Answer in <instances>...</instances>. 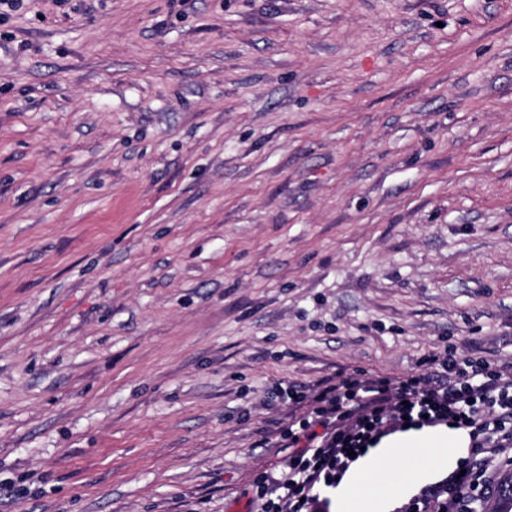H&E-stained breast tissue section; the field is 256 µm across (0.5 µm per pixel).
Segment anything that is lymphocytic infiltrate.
<instances>
[{
  "instance_id": "f902f5d3",
  "label": "lymphocytic infiltrate",
  "mask_w": 512,
  "mask_h": 512,
  "mask_svg": "<svg viewBox=\"0 0 512 512\" xmlns=\"http://www.w3.org/2000/svg\"><path fill=\"white\" fill-rule=\"evenodd\" d=\"M422 365L423 373L401 380L350 376L292 388V401L309 411L288 432L287 478L255 495L260 512H310L320 503L317 486H335L354 452L391 431L427 425L468 430L471 444L461 471L424 488L406 512H475L470 489L512 465V362L493 365L451 349Z\"/></svg>"
}]
</instances>
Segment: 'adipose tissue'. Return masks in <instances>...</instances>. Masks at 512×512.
Returning a JSON list of instances; mask_svg holds the SVG:
<instances>
[{
  "label": "adipose tissue",
  "mask_w": 512,
  "mask_h": 512,
  "mask_svg": "<svg viewBox=\"0 0 512 512\" xmlns=\"http://www.w3.org/2000/svg\"><path fill=\"white\" fill-rule=\"evenodd\" d=\"M469 446L466 431L425 428L398 434L358 463L335 489L336 512H370L397 488L421 482L429 470L444 469Z\"/></svg>",
  "instance_id": "obj_1"
}]
</instances>
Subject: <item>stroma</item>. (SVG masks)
I'll return each mask as SVG.
<instances>
[{
  "label": "stroma",
  "instance_id": "35a3bbf8",
  "mask_svg": "<svg viewBox=\"0 0 512 512\" xmlns=\"http://www.w3.org/2000/svg\"><path fill=\"white\" fill-rule=\"evenodd\" d=\"M512 354V0L0 19V512H254L294 385Z\"/></svg>",
  "mask_w": 512,
  "mask_h": 512
}]
</instances>
